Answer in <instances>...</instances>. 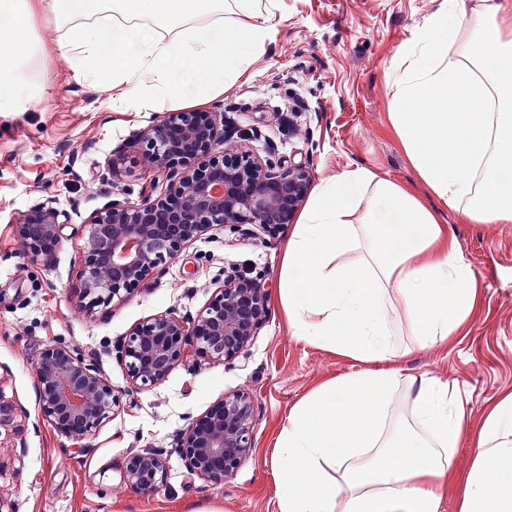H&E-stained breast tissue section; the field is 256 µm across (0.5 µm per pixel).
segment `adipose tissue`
<instances>
[{
  "instance_id": "adipose-tissue-1",
  "label": "adipose tissue",
  "mask_w": 512,
  "mask_h": 512,
  "mask_svg": "<svg viewBox=\"0 0 512 512\" xmlns=\"http://www.w3.org/2000/svg\"><path fill=\"white\" fill-rule=\"evenodd\" d=\"M280 0H0V44L53 19L74 77L125 112L195 104L250 79ZM38 44L0 56V112L28 111ZM389 119L433 205L371 168L320 179L283 247L278 305L298 339L356 363L288 410L273 512H512V391L473 418L457 384L405 374L463 332L477 277L448 232L512 223V0H438L387 71ZM429 98L432 107L416 104ZM472 460L453 475L461 444Z\"/></svg>"
}]
</instances>
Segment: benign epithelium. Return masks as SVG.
I'll use <instances>...</instances> for the list:
<instances>
[{
	"mask_svg": "<svg viewBox=\"0 0 512 512\" xmlns=\"http://www.w3.org/2000/svg\"><path fill=\"white\" fill-rule=\"evenodd\" d=\"M139 138L153 171L164 177L165 194L137 204L114 200L93 217L80 246V302L86 309L122 300L214 226L233 233L245 226L276 233L291 221L311 181L303 164L263 161L248 149L221 148L222 112L155 115ZM67 220L50 199L18 220L16 234L31 261L50 255V244L60 243ZM266 304L261 279L228 273L199 316L188 321L169 313L148 319L125 337L116 358L138 389L163 381L189 346L214 361L235 359L265 321ZM96 362V354L60 343L45 349L34 366L45 417L79 442L95 435L120 401ZM17 417V408L0 390V432L13 429ZM252 430L251 402L236 394L207 415L189 419L172 449L192 474L221 486L252 455ZM166 468V450H133L123 482L149 495Z\"/></svg>",
	"mask_w": 512,
	"mask_h": 512,
	"instance_id": "obj_1",
	"label": "benign epithelium"
}]
</instances>
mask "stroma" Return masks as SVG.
<instances>
[{"label": "stroma", "mask_w": 512, "mask_h": 512, "mask_svg": "<svg viewBox=\"0 0 512 512\" xmlns=\"http://www.w3.org/2000/svg\"><path fill=\"white\" fill-rule=\"evenodd\" d=\"M435 7V0H281L275 41L252 78L205 104L224 115L225 148L256 127L251 147L262 158L304 163L318 178L366 166L430 203L388 118L387 70ZM148 121L145 112L113 110L108 95L77 81L63 62L29 111L0 114V391L22 423L0 434V503L9 512H273L266 461L289 407L352 368L350 359L298 340L278 310L286 226L271 237L210 229L124 301L81 307L78 247L90 220L110 198L137 203L149 191L141 151L127 145ZM117 152L125 163L116 176L108 160ZM47 198L69 223L43 265L26 257L15 223ZM446 222L476 273L481 305L462 337L414 351L402 366L457 383L477 417L497 393L512 391V224H465L451 211ZM231 266L264 274L268 288L267 322L246 352L219 363L191 347L163 382L132 388L113 344L156 315L195 318ZM59 343L96 350L101 373L123 392L88 452L44 417L37 398L35 361ZM235 393L250 397L256 423L253 455L232 480L205 487L174 455L157 492L125 488L132 449L169 447L188 417Z\"/></svg>", "instance_id": "stroma-1"}]
</instances>
